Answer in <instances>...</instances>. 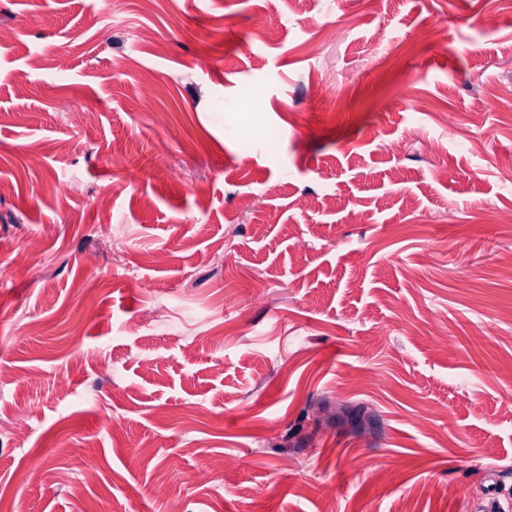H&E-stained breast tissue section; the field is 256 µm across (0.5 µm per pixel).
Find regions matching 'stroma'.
Segmentation results:
<instances>
[{"label":"stroma","mask_w":512,"mask_h":512,"mask_svg":"<svg viewBox=\"0 0 512 512\" xmlns=\"http://www.w3.org/2000/svg\"><path fill=\"white\" fill-rule=\"evenodd\" d=\"M359 13L0 0V512H512V0Z\"/></svg>","instance_id":"stroma-1"}]
</instances>
